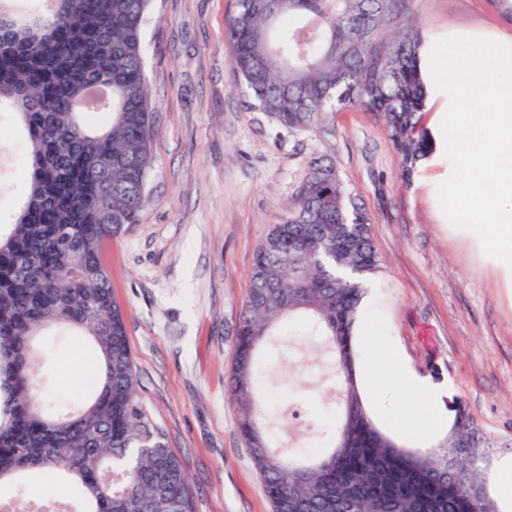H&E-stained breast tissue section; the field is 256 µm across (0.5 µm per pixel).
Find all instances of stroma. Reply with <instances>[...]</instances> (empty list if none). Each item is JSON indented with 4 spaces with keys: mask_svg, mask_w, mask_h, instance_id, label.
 <instances>
[{
    "mask_svg": "<svg viewBox=\"0 0 512 512\" xmlns=\"http://www.w3.org/2000/svg\"><path fill=\"white\" fill-rule=\"evenodd\" d=\"M238 0H153L145 77L154 112L148 205L141 224L110 242L112 294L126 312L139 393L169 448L186 464L196 512H272L238 431L228 376L236 325L251 288L254 253L313 157H334L371 222L381 265L359 315L380 340L358 346L355 366L396 346L410 371L444 390L449 418L466 412L488 440L486 471L512 467V288L435 208L440 173L420 165L412 181L383 122L351 108L334 135L276 137L250 111L231 69L227 21ZM425 44L466 30L512 36V10L493 0H412ZM21 127L0 116V224L27 191ZM261 355V423L278 451L298 458L327 444L319 423L338 412L334 374L311 336H276ZM94 359L75 337L51 364L57 394L76 397ZM364 399L376 424L404 445L427 441L397 423L389 385Z\"/></svg>",
    "mask_w": 512,
    "mask_h": 512,
    "instance_id": "stroma-1",
    "label": "stroma"
}]
</instances>
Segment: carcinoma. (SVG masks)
I'll return each mask as SVG.
<instances>
[{"instance_id": "obj_1", "label": "carcinoma", "mask_w": 512, "mask_h": 512, "mask_svg": "<svg viewBox=\"0 0 512 512\" xmlns=\"http://www.w3.org/2000/svg\"><path fill=\"white\" fill-rule=\"evenodd\" d=\"M46 12L0 3V112L24 129L26 201L0 224V488L26 495L58 474L79 512H194L183 461L142 404L125 315L102 254L141 223L154 123L143 36L151 0H45ZM411 0H239L226 25L249 108L276 136L335 133L348 108L379 115L409 182L432 145L423 36ZM380 268L370 218L336 163L314 157L281 223L257 248L237 328L230 398L273 512H495L484 439L459 411L424 454L374 422L355 376L364 281ZM294 326L320 339L340 411L329 449L295 462L256 436L263 398L257 355ZM85 338L96 358L91 396L46 402L53 331Z\"/></svg>"}]
</instances>
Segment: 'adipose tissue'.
<instances>
[{"instance_id":"obj_1","label":"adipose tissue","mask_w":512,"mask_h":512,"mask_svg":"<svg viewBox=\"0 0 512 512\" xmlns=\"http://www.w3.org/2000/svg\"><path fill=\"white\" fill-rule=\"evenodd\" d=\"M369 384L387 380L392 382L402 398L407 401L398 418L400 425H410L420 419L428 433L439 432L445 423L440 394L411 373L403 364L395 349H387L383 361H370L364 367Z\"/></svg>"}]
</instances>
